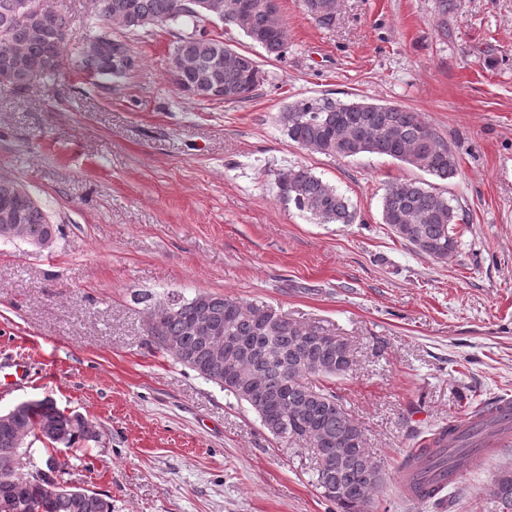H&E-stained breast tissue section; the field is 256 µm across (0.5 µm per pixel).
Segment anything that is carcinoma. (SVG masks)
Segmentation results:
<instances>
[{
  "label": "carcinoma",
  "instance_id": "cac0c4a2",
  "mask_svg": "<svg viewBox=\"0 0 512 512\" xmlns=\"http://www.w3.org/2000/svg\"><path fill=\"white\" fill-rule=\"evenodd\" d=\"M23 0H0V86L24 89L28 78L37 72L43 77L57 76L67 56L72 33L63 14L32 16L25 13ZM325 0H305L311 18L322 28L336 24V12L321 10ZM267 0H214L219 12L231 5L244 15L241 22H227L269 57L279 58L287 46V30L280 9L268 13ZM457 0H436L437 27L448 29V12ZM104 23L94 25L86 39L100 42L112 38L111 26L130 32L153 25L202 22L191 0H101ZM82 70L96 67V77L119 81L135 67L128 62L108 69L93 64L79 52ZM170 74L176 88L195 99H214L219 94L233 101L244 100L263 83L264 73L251 56L241 53L204 32L179 38L173 49ZM278 123L298 147L328 157L350 158L375 154L417 169L440 180L458 172V157L422 118L402 105L375 102H343L330 97L303 98L288 105L278 115ZM276 187L281 199L310 214L321 224H351L355 213L349 199L310 169L291 166L279 171ZM26 188L7 177L0 178V212L17 207L23 223L36 228L44 237L56 235L46 211L32 195L22 199ZM382 223L413 250L435 261H443L457 249L456 224L459 213L450 201L425 181L398 179L385 185L381 197ZM160 303L147 307L150 341L180 365L245 402L258 412L265 398L281 401L283 418L269 430L275 437L301 439L317 460L316 486L336 503L340 512H367L372 492L384 481L379 462L367 447L365 432L353 418L327 381L349 374L355 364L354 350L342 337L336 347L323 346L329 331L320 326H305L263 303H244L228 294L199 292L192 304L173 317L155 318ZM206 316L224 323V335L251 340L248 352L236 363L239 372L262 374L265 396L238 395L226 385L224 361L212 356L208 344L193 331L196 318ZM173 339L178 349L165 345ZM484 407L475 412L473 425L450 422L432 435L420 449V476L429 481L438 470H449L448 460L456 449L474 448L485 434L503 435L506 428L493 427ZM15 433L24 437L43 435L49 442L41 466L48 475L37 478L25 464L26 446L12 447L5 442ZM327 436L338 448H351L346 460L329 457L319 446ZM97 438L93 422L79 414H64L54 400L45 396L6 424L0 420V512H112V500L64 479L66 471L56 458L61 450ZM350 488V495L337 499L330 490L337 485ZM491 512H512V470L498 471L493 479Z\"/></svg>",
  "mask_w": 512,
  "mask_h": 512
}]
</instances>
